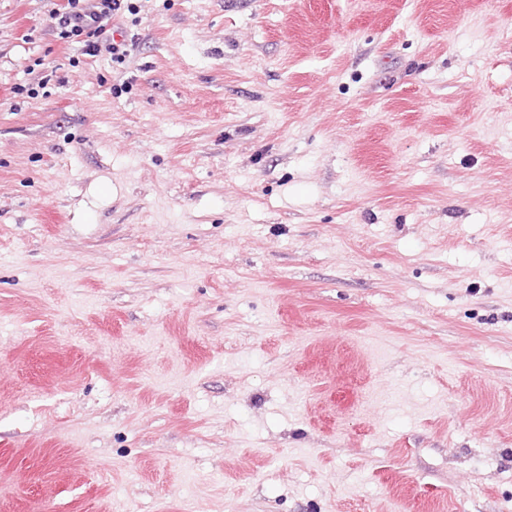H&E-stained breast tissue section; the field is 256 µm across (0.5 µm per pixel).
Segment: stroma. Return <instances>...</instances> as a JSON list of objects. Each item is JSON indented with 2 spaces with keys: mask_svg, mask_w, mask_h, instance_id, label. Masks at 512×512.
<instances>
[{
  "mask_svg": "<svg viewBox=\"0 0 512 512\" xmlns=\"http://www.w3.org/2000/svg\"><path fill=\"white\" fill-rule=\"evenodd\" d=\"M53 3L0 0V512H512V0H149L75 68Z\"/></svg>",
  "mask_w": 512,
  "mask_h": 512,
  "instance_id": "35a3bbf8",
  "label": "stroma"
}]
</instances>
